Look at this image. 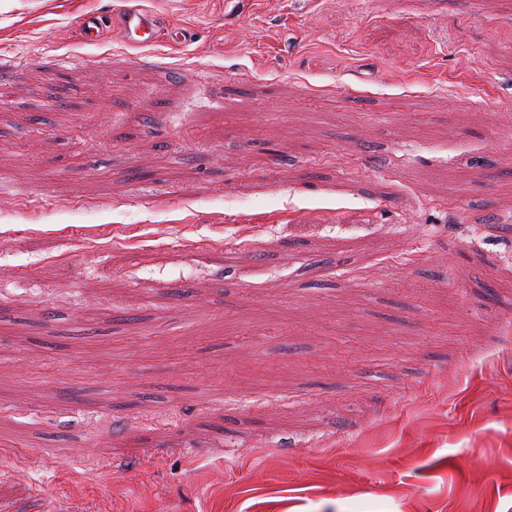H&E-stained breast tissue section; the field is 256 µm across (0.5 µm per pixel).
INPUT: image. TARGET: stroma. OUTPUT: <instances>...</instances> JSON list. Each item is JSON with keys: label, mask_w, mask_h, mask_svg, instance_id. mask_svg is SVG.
Returning a JSON list of instances; mask_svg holds the SVG:
<instances>
[{"label": "stroma", "mask_w": 512, "mask_h": 512, "mask_svg": "<svg viewBox=\"0 0 512 512\" xmlns=\"http://www.w3.org/2000/svg\"><path fill=\"white\" fill-rule=\"evenodd\" d=\"M137 2L0 0V512H512V0ZM130 1H119L122 5L116 10L119 33L129 46L150 47L159 41L162 32L174 43L189 37L184 29L166 27L156 13L139 5H129Z\"/></svg>", "instance_id": "35a3bbf8"}]
</instances>
